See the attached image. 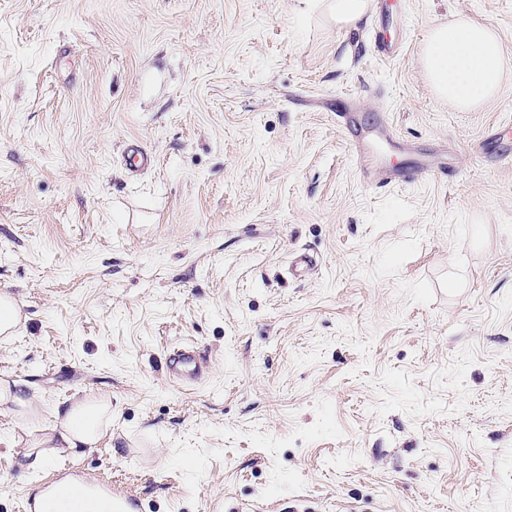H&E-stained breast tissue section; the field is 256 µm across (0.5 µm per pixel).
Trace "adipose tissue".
Returning a JSON list of instances; mask_svg holds the SVG:
<instances>
[{
  "instance_id": "1",
  "label": "adipose tissue",
  "mask_w": 512,
  "mask_h": 512,
  "mask_svg": "<svg viewBox=\"0 0 512 512\" xmlns=\"http://www.w3.org/2000/svg\"><path fill=\"white\" fill-rule=\"evenodd\" d=\"M422 60L437 96L461 111L477 110L494 99L505 78V56L496 29L469 17L434 27ZM111 422L110 400L75 396L56 409L54 424L30 448L42 460L92 449Z\"/></svg>"
}]
</instances>
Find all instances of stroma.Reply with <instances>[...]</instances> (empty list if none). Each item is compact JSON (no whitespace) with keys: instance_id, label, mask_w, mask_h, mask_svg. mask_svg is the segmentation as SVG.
<instances>
[{"instance_id":"stroma-1","label":"stroma","mask_w":512,"mask_h":512,"mask_svg":"<svg viewBox=\"0 0 512 512\" xmlns=\"http://www.w3.org/2000/svg\"><path fill=\"white\" fill-rule=\"evenodd\" d=\"M295 2L0 0V380L34 397L0 436L112 402L82 455L0 445V512L69 468L149 512H512V136L487 137L512 0H370L354 28ZM460 16L506 55L473 112L419 61ZM345 110L447 176L371 183ZM191 341L186 386L164 362ZM20 311L16 301L8 294L0 296V341L5 342L18 333ZM166 369L169 377L175 381L194 385L205 378L207 359L196 345L182 344L169 351Z\"/></svg>"}]
</instances>
